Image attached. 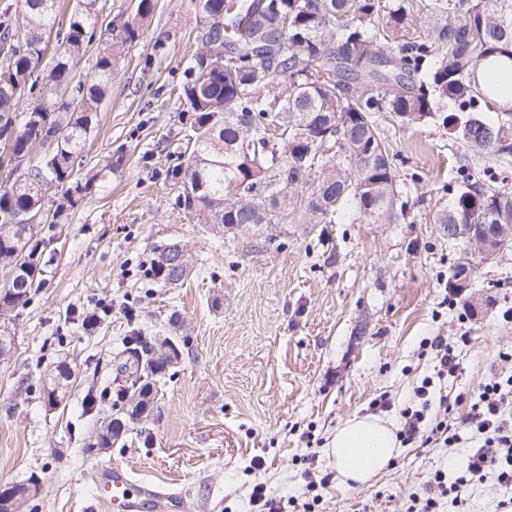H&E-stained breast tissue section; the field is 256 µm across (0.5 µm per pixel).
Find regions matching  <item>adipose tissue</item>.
Wrapping results in <instances>:
<instances>
[{
	"label": "adipose tissue",
	"mask_w": 512,
	"mask_h": 512,
	"mask_svg": "<svg viewBox=\"0 0 512 512\" xmlns=\"http://www.w3.org/2000/svg\"><path fill=\"white\" fill-rule=\"evenodd\" d=\"M396 452L393 425L372 415L354 416L339 424L326 448L339 481L355 486L386 467Z\"/></svg>",
	"instance_id": "adipose-tissue-1"
}]
</instances>
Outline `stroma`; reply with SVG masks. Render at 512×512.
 I'll return each instance as SVG.
<instances>
[{
    "instance_id": "stroma-1",
    "label": "stroma",
    "mask_w": 512,
    "mask_h": 512,
    "mask_svg": "<svg viewBox=\"0 0 512 512\" xmlns=\"http://www.w3.org/2000/svg\"><path fill=\"white\" fill-rule=\"evenodd\" d=\"M202 27L190 0H157L138 44L122 57L91 129L84 167L101 178L65 223L47 233L43 283L12 316L15 349L0 361V485L37 480L34 512H103L97 469L120 465L138 480L181 491L186 512H254L251 492L305 491V469L329 475L319 512H405L435 471L455 478L477 441L458 429L453 447L417 442L368 483L332 478L326 441L338 424L392 402L399 422L414 387L465 417V394L500 369L512 347V250L482 264L473 303L451 297L448 277L461 246L433 217L447 206L457 167H492L437 125L402 126L381 116L405 220L309 224L265 233L245 224L221 233L179 209L166 177L181 149L184 80ZM181 243L183 283L147 274L157 248ZM99 318L86 328V314ZM179 349L148 412L128 423L106 453L88 455L99 424L83 411L89 384L113 378L111 352L128 321ZM447 337L460 362L442 376L423 342ZM67 362L77 380L65 405H48L45 374ZM313 440H304V431Z\"/></svg>"
}]
</instances>
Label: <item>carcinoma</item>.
I'll return each instance as SVG.
<instances>
[{
	"mask_svg": "<svg viewBox=\"0 0 512 512\" xmlns=\"http://www.w3.org/2000/svg\"><path fill=\"white\" fill-rule=\"evenodd\" d=\"M204 20L201 47L178 97L196 137L168 175L180 191L177 207L196 211L220 230L238 224H285L297 212L311 224L351 218L396 224L406 217L397 172L378 124L386 112L402 125L433 122L467 149L512 165V105L500 84L479 75L512 72V0H430L414 14L411 0H191ZM157 0L120 23L105 25L89 81L75 80L99 26L97 0H16L0 9V135L12 132L13 154L48 156L46 169H24L0 183V267L14 273L0 285V357L14 335L13 312L41 287L43 228L8 220L45 205L49 224L62 223L91 192L101 172L76 165L87 134L112 85L118 61L135 45ZM223 49L225 54L214 55ZM258 51L253 60L240 52ZM297 78L286 92L264 94L279 74ZM70 89L64 96V89ZM494 111L496 119L488 120ZM456 190L435 223L460 227L463 252L448 287L463 294L478 268L469 237L496 246V225H512V191L497 174L462 166ZM54 189V198L47 191ZM165 250L148 276L166 285L186 277L166 264ZM117 392L140 383L148 398L172 363L141 325L113 357ZM73 372L60 363L43 382L48 404L68 399ZM119 418L95 442L112 447ZM37 495L33 484L13 486L11 512Z\"/></svg>",
	"mask_w": 512,
	"mask_h": 512,
	"instance_id": "cac0c4a2",
	"label": "carcinoma"
}]
</instances>
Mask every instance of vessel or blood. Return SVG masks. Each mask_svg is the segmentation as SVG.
<instances>
[{
	"label": "vessel or blood",
	"mask_w": 512,
	"mask_h": 512,
	"mask_svg": "<svg viewBox=\"0 0 512 512\" xmlns=\"http://www.w3.org/2000/svg\"><path fill=\"white\" fill-rule=\"evenodd\" d=\"M101 498L112 512H140L144 502L150 501L158 512H173L184 505L180 495L159 492L155 485L134 483L130 473L120 467L103 469L97 480Z\"/></svg>",
	"instance_id": "1"
}]
</instances>
